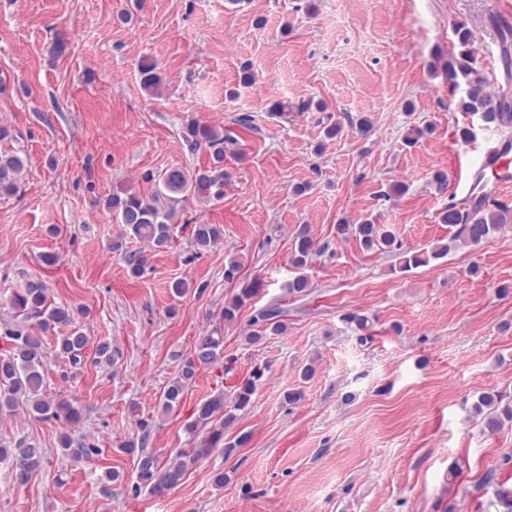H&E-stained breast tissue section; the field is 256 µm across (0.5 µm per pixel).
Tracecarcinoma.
<instances>
[{"instance_id":"cac0c4a2","label":"carcinoma","mask_w":512,"mask_h":512,"mask_svg":"<svg viewBox=\"0 0 512 512\" xmlns=\"http://www.w3.org/2000/svg\"><path fill=\"white\" fill-rule=\"evenodd\" d=\"M455 42L449 50L438 48L434 52V63L444 76L448 87L456 88L460 83L468 86L466 95L456 102L457 111L465 115H478L489 125L500 128L512 126V103L505 96H496L486 90V80L475 68L474 41L471 30L463 22L454 25ZM141 82L145 91L155 93L162 84L157 65L147 62L141 66ZM184 137L194 149L208 150L210 165L195 171L181 166L159 171H148L143 180L152 185L150 194L127 191L124 196L112 195L103 206L116 213L119 223L130 235L145 242L154 254L167 253L173 247L178 205L192 197L220 201L224 198V187L229 173L224 168V144H233L236 138L231 130L190 121L184 127ZM26 171L24 157L16 152L0 154V196H12L19 192ZM440 221L455 227L448 242L436 244L429 249L403 253L400 269L426 266L440 260L452 251L474 247L488 240L505 225L512 224V210L495 204L488 206L459 207L450 204L441 212ZM336 233L355 236L368 251L379 249L386 253L401 250L395 234L384 224L365 220L359 224H338ZM190 244L202 252L216 247L224 239V228L220 224H194L190 229ZM320 246L310 235L307 225L296 232L290 252L289 264L293 275L284 284L290 297L310 293L311 282L306 273ZM149 262L142 253H130L126 263L131 276H141ZM245 267L243 257L234 255L224 264V280L238 283ZM208 284H194L184 279L172 284L175 296L183 297L194 291L205 292ZM258 294V282L253 281L224 301L221 317L226 323L235 322L246 303ZM280 310L261 309L250 319L255 327L246 340L259 345L270 334L286 331L285 324L276 321ZM70 331L64 332L62 328ZM0 329L10 339L11 348L0 356V414L23 413L36 420L60 422L65 430L60 432L56 452L72 462L89 461L101 453L99 445L84 438H76L70 430L84 419L81 406L59 395L50 394L46 384L47 339H53L56 358L68 363L70 369L84 366L87 350H93L92 363L111 367L122 358V351L108 340L91 344L82 328L77 326L75 311L51 298L46 283L35 277L12 292L6 316L0 318ZM224 358L223 327L217 326L206 335L198 337L187 354L179 355L178 369L163 387L157 404V416L163 417L175 410L183 401L189 387L203 369ZM268 366H257L248 377L238 381L230 391L231 402H226L222 393L203 401L194 412V418L185 424L195 445L184 448L165 461L147 449L155 418L136 420L137 431L122 441L119 451L134 460L136 481L131 491L135 495L146 493L153 497H164L180 486L196 465L218 448L230 456L249 441V435L226 437L227 429L237 419V413L246 410L253 401L257 383ZM475 413L482 417L485 431L494 434L507 425H512V398L501 393H485L474 405ZM48 449L37 442L21 438L13 444L0 442V464L10 467L12 477L19 486L35 479L43 468Z\"/></svg>"}]
</instances>
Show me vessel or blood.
<instances>
[{"label":"vessel or blood","mask_w":512,"mask_h":512,"mask_svg":"<svg viewBox=\"0 0 512 512\" xmlns=\"http://www.w3.org/2000/svg\"><path fill=\"white\" fill-rule=\"evenodd\" d=\"M493 175L494 191L500 192L512 187V140L496 138L488 146L477 149L467 171H454L452 187L454 192L477 202L484 199L481 187L486 175Z\"/></svg>","instance_id":"b4317fda"}]
</instances>
